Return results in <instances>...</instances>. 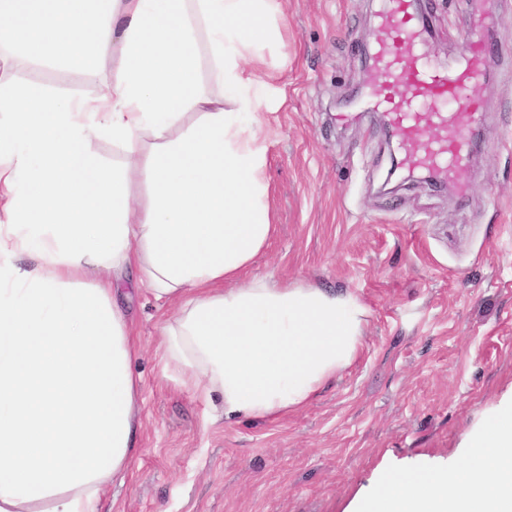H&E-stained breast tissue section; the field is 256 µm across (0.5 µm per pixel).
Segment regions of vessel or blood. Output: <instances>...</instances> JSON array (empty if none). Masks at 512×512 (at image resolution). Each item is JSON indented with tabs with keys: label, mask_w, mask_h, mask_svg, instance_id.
<instances>
[{
	"label": "vessel or blood",
	"mask_w": 512,
	"mask_h": 512,
	"mask_svg": "<svg viewBox=\"0 0 512 512\" xmlns=\"http://www.w3.org/2000/svg\"><path fill=\"white\" fill-rule=\"evenodd\" d=\"M380 25L384 37L372 59L370 104L386 115L406 161L448 178L459 177L472 158L468 130L481 125L486 109L472 89L482 75L481 63L490 48L473 39L466 46L463 67L440 70L425 64L420 44L425 19L414 0H384ZM434 136L422 140L423 129Z\"/></svg>",
	"instance_id": "1"
}]
</instances>
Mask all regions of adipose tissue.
I'll return each instance as SVG.
<instances>
[{
  "mask_svg": "<svg viewBox=\"0 0 512 512\" xmlns=\"http://www.w3.org/2000/svg\"><path fill=\"white\" fill-rule=\"evenodd\" d=\"M281 0H0V56L95 71L71 98L0 84V512H100L136 453L127 271L161 305L167 365L204 421L277 420L358 357L350 291L243 272L276 231L268 204L267 41ZM206 44H199V34ZM212 62V95L197 78ZM107 137L111 162L93 155ZM461 469L391 473L362 512H512V411Z\"/></svg>",
  "mask_w": 512,
  "mask_h": 512,
  "instance_id": "ef3b65f1",
  "label": "adipose tissue"
}]
</instances>
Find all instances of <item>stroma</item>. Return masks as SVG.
<instances>
[{
  "label": "stroma",
  "instance_id": "35a3bbf8",
  "mask_svg": "<svg viewBox=\"0 0 512 512\" xmlns=\"http://www.w3.org/2000/svg\"><path fill=\"white\" fill-rule=\"evenodd\" d=\"M496 2L482 33L500 53L478 87L486 118L462 196L388 176L385 117L365 103L381 0H282L287 25L260 49L284 95L264 126L277 229L246 275L352 291L367 308L362 350L286 418L208 425L162 358L151 295L122 294L139 451L102 512H353L394 469L465 466L467 439L512 405V0ZM473 6L420 0L430 65L462 62ZM112 77L108 62H19L0 81L83 98Z\"/></svg>",
  "mask_w": 512,
  "mask_h": 512
}]
</instances>
